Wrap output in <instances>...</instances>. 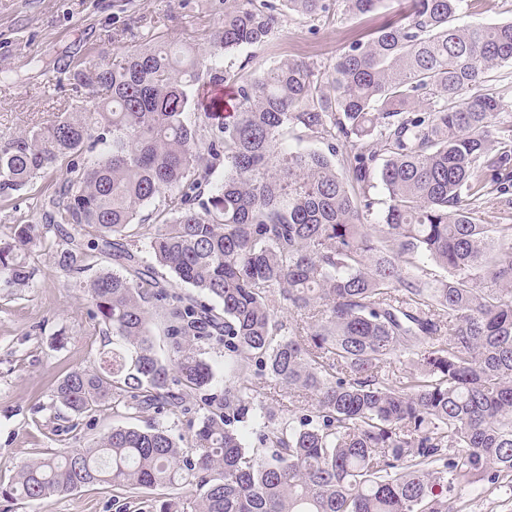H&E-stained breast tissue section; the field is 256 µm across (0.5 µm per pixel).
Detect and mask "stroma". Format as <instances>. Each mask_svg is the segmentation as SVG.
<instances>
[{
    "label": "stroma",
    "instance_id": "obj_1",
    "mask_svg": "<svg viewBox=\"0 0 512 512\" xmlns=\"http://www.w3.org/2000/svg\"><path fill=\"white\" fill-rule=\"evenodd\" d=\"M379 8L353 19L336 9L329 20L283 14L265 42L226 57L228 70L247 76L285 58L332 65L343 48L390 15ZM224 16L223 0H0V148L21 132L50 124L71 112L77 97L59 87L64 66L92 65L169 40L207 49L209 32ZM61 177L53 171L0 203V239L18 224L38 221L37 197L51 194ZM37 281L18 296L0 292V483L15 476L26 459L92 445L120 422L111 403L75 423L60 420L53 401L59 379L75 368L97 365L104 338L91 318L87 291L69 288L52 249L29 250ZM200 356L215 378L197 392L188 415L156 417L175 439L190 440L207 412L206 399L224 397V345L201 343ZM112 488L94 484L38 501H19L13 512H114ZM466 512H512V486L487 482L464 492Z\"/></svg>",
    "mask_w": 512,
    "mask_h": 512
}]
</instances>
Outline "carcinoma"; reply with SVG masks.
Segmentation results:
<instances>
[{
    "instance_id": "1",
    "label": "carcinoma",
    "mask_w": 512,
    "mask_h": 512,
    "mask_svg": "<svg viewBox=\"0 0 512 512\" xmlns=\"http://www.w3.org/2000/svg\"><path fill=\"white\" fill-rule=\"evenodd\" d=\"M339 1L351 17L384 2L224 0L208 52L159 42L78 66L67 80L91 106L0 150L3 202L63 171L41 222L0 241V288L31 287L25 249L49 241L120 344L56 384L61 409L110 399L131 421L183 416L214 377L203 341L224 343L228 375L190 446L155 423L118 425L22 462L5 502L110 483L115 512H184L192 484L194 512H456L475 483L512 477V224L482 211L494 192L512 206V124L494 88L512 21L461 24L468 0H408L328 68L224 69L265 42L278 7L328 19ZM287 133L327 151H287ZM158 198L143 249L133 230ZM92 252L112 268L87 276ZM405 356L411 371H391ZM252 365L299 419L275 418ZM143 489L163 493L139 504Z\"/></svg>"
}]
</instances>
